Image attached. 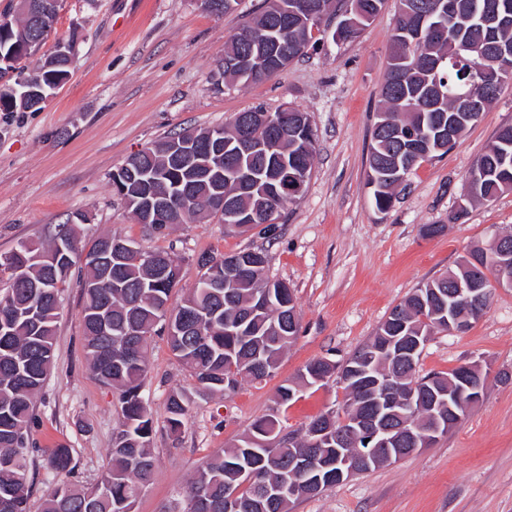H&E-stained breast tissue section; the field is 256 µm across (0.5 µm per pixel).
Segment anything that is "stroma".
<instances>
[{"instance_id": "35a3bbf8", "label": "stroma", "mask_w": 512, "mask_h": 512, "mask_svg": "<svg viewBox=\"0 0 512 512\" xmlns=\"http://www.w3.org/2000/svg\"><path fill=\"white\" fill-rule=\"evenodd\" d=\"M262 6L263 0H238L234 11L216 15L200 0H62L34 57L43 59L57 42L69 44V78L40 110L0 115V255L82 214L84 244L110 233L171 254L180 277L170 307L194 287L199 259L243 249L262 251L268 277L294 292L299 334L277 372L231 393L195 397L177 436L168 428L167 396L174 389L192 393L195 380L166 335L153 336L142 393L154 423V477L136 512H181L194 472L255 419L273 412L283 432L297 433L341 407L345 394L332 380L301 388L285 406L276 405V391L312 360L343 364L395 305L455 268L469 246L512 232V191L455 216L469 171L499 128L512 124L511 83L447 153L413 170L403 195L382 212L366 171L398 0H385L355 43L327 37L263 82L217 84L225 38ZM288 106L309 113L316 153L305 192L277 223L240 233L213 214L156 234L136 222L113 189L112 175L130 154L180 129ZM429 224L444 230L424 235ZM61 299L54 367L35 399L30 429L31 512H40L52 479L44 452L72 448L73 482L93 485L109 466L120 418L117 392L84 359L77 279L68 280ZM473 362L491 370L484 398L447 436L291 512H512V382L496 377L512 371V291L495 293L467 334L432 336L419 370L448 372Z\"/></svg>"}]
</instances>
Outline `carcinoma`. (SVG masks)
<instances>
[{
    "mask_svg": "<svg viewBox=\"0 0 512 512\" xmlns=\"http://www.w3.org/2000/svg\"><path fill=\"white\" fill-rule=\"evenodd\" d=\"M385 0H345L340 7L342 41H356L364 27L376 16ZM427 15L415 46L407 44L406 31L412 19L401 14L391 36L387 75L381 87L382 108L372 132L367 184L375 205L390 208L400 184L393 178L396 167L412 172L421 161L415 151L434 157L448 152V129L456 137L478 122L485 111L468 121L455 112L453 98L475 90L474 72L481 63L486 32L467 22L483 10L498 5L512 13V0H459L465 21L442 39L431 32L433 20L446 0H413ZM276 10L265 7L247 25L253 41L235 34L224 42V58L258 50L264 43L276 42L295 58L312 39V30L302 27L278 30ZM42 32L24 15L0 13V56L41 43ZM69 67L49 59L28 70L29 93L23 98L7 86L0 90V112L26 111L32 99L48 94L68 78ZM276 71L264 67L252 76H239L224 70V77L250 84L265 80ZM302 111L288 107L272 116H288V136L271 139L259 134L267 163L284 175L312 172L314 134L311 126L297 125ZM252 112L238 113L224 126V143L237 141ZM196 134L195 160L209 171L207 178H193L187 168L166 153L168 140L155 142L135 153L139 162L152 169L156 181L151 186L169 195L177 208V223L216 214L214 196L224 195V209L260 216L269 209L282 211L298 195L274 192L268 173L260 182L244 189L236 173L262 169L251 155L224 153V161L210 158L204 129L187 130ZM485 164L476 183H467L466 204L489 202L512 190V126L502 127L488 146ZM144 188L126 185L122 200L135 220H140ZM77 248L46 269L31 261V253L15 250L0 255V276L7 275L0 289V512H30L29 440L27 429L34 419L33 400L42 389L55 359L60 292L72 270L80 271L84 329V351L89 369L103 384L118 392L120 424L112 432L109 448L111 464L91 487L78 486L58 476L74 469L72 449L60 446L47 454V468L55 477L50 482L41 512H135L139 492L154 476L152 457L153 420L140 389L148 374L149 341L164 327L173 355L195 377L196 394L209 398L234 391L243 380L262 381L278 369L288 346L297 338L299 318L292 292L278 288L266 276L265 261L253 258L252 251L234 252L231 257L246 264L242 273L224 278V288L210 290L197 282L182 304L169 307V298L178 280L156 274L146 261L128 259L120 268L117 283L102 278L100 268L83 260L85 249L98 250L107 235L87 247L74 224L64 225ZM466 264L448 274L422 284L394 307L378 327L375 336L337 366L325 359L308 363L298 381L284 383L277 390V403L293 400L300 384L313 385L331 377L345 391L341 410L321 415L301 430L280 438L270 435L280 428L276 414L257 419L240 438L222 453L210 457L188 483L183 512H290L298 501L314 498L332 489L339 481L336 471L346 470L344 460L354 462L353 471H372L395 459L406 457L415 447L413 436L441 421V434L457 426L466 408L458 415L439 408L436 400L446 397L448 386L458 382L462 368L448 373L419 375L418 349L411 361L386 356L367 360V349L383 345L397 336L410 344H425L437 331L445 329L448 317V289L479 263L482 275L497 277L499 255L493 242L466 250ZM389 382L402 389L401 400L389 408L392 432L382 436L385 448H369L349 441L336 447V430L344 428L341 417L352 422L375 416L378 409L364 402L363 394L375 381ZM170 432L178 434L185 425L188 400L180 390L167 397ZM319 430L322 445L314 446L312 432Z\"/></svg>",
    "mask_w": 512,
    "mask_h": 512,
    "instance_id": "1",
    "label": "carcinoma"
}]
</instances>
